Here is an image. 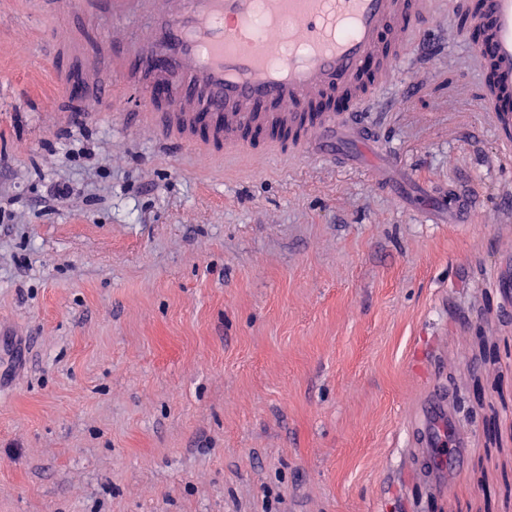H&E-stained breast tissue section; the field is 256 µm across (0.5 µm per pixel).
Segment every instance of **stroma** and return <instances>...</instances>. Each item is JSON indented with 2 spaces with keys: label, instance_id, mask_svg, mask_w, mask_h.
Segmentation results:
<instances>
[{
  "label": "stroma",
  "instance_id": "stroma-1",
  "mask_svg": "<svg viewBox=\"0 0 512 512\" xmlns=\"http://www.w3.org/2000/svg\"><path fill=\"white\" fill-rule=\"evenodd\" d=\"M471 5L432 0L429 57L338 163L168 144L112 69L148 15L0 0V512H512V159ZM61 34L110 111L57 89ZM438 205L437 210H430L427 213L431 214L438 212V210H445L448 214H454L456 217H460V219L456 220L460 222L459 224H465L470 220L472 213L471 206L467 208L464 200L456 194L448 193V189L439 194Z\"/></svg>",
  "mask_w": 512,
  "mask_h": 512
}]
</instances>
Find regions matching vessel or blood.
<instances>
[{
    "mask_svg": "<svg viewBox=\"0 0 512 512\" xmlns=\"http://www.w3.org/2000/svg\"><path fill=\"white\" fill-rule=\"evenodd\" d=\"M106 4L119 17L147 0H78ZM429 0H174L152 14L146 38L112 56L122 73L148 74L150 102L140 123L211 158L252 150L256 136L284 137L296 155L330 156L336 142L371 143L369 105L397 82L420 30L430 26ZM482 106L492 112L503 146L512 147V0H479L468 18ZM90 112L109 89L59 72ZM440 209L468 222L463 199L441 192Z\"/></svg>",
    "mask_w": 512,
    "mask_h": 512,
    "instance_id": "vessel-or-blood-1",
    "label": "vessel or blood"
}]
</instances>
